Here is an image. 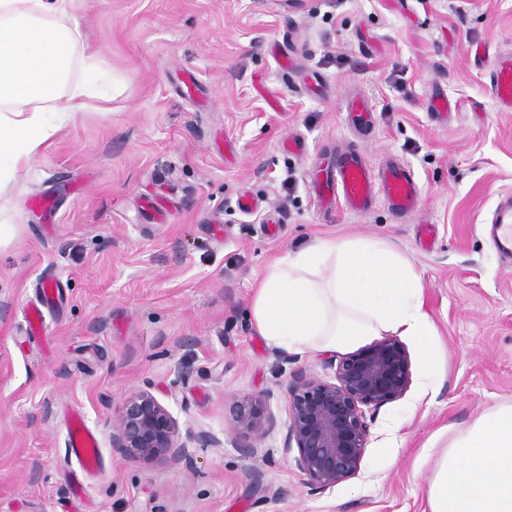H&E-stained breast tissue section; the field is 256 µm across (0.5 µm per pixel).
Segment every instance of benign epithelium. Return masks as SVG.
Wrapping results in <instances>:
<instances>
[{
	"mask_svg": "<svg viewBox=\"0 0 512 512\" xmlns=\"http://www.w3.org/2000/svg\"><path fill=\"white\" fill-rule=\"evenodd\" d=\"M411 384L410 354L393 336L341 357L332 381L296 376L288 389L284 448L296 450L295 464L311 489H330L359 474L369 435L366 411L403 398ZM232 424L246 439H263L274 425L267 397L237 401ZM112 447L131 461L154 463L180 460L186 444L179 420L147 385L123 395Z\"/></svg>",
	"mask_w": 512,
	"mask_h": 512,
	"instance_id": "7a95c632",
	"label": "benign epithelium"
}]
</instances>
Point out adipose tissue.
I'll list each match as a JSON object with an SVG mask.
<instances>
[{
	"instance_id": "obj_1",
	"label": "adipose tissue",
	"mask_w": 512,
	"mask_h": 512,
	"mask_svg": "<svg viewBox=\"0 0 512 512\" xmlns=\"http://www.w3.org/2000/svg\"><path fill=\"white\" fill-rule=\"evenodd\" d=\"M70 0H0V159L26 166L55 129L96 95L74 80V63L102 67ZM329 268L320 276V268ZM421 275L383 239L320 240L270 265L251 302L267 342L287 351L336 350L393 332L425 340ZM429 512H512V405L490 407L449 445L427 489Z\"/></svg>"
}]
</instances>
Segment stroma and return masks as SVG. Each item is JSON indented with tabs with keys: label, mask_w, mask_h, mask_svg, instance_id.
Listing matches in <instances>:
<instances>
[{
	"label": "stroma",
	"mask_w": 512,
	"mask_h": 512,
	"mask_svg": "<svg viewBox=\"0 0 512 512\" xmlns=\"http://www.w3.org/2000/svg\"><path fill=\"white\" fill-rule=\"evenodd\" d=\"M68 19L118 88L0 189V512H429L448 445L512 404V259L487 232L512 192V109L474 55L512 48V0H72ZM436 89L445 122L429 111ZM358 90L376 105L365 141L340 115ZM349 143L414 171L415 220L381 203L323 213L312 170ZM150 193L163 220L140 206ZM317 238L391 242L422 276L434 329L405 338L413 383L373 411L359 475L322 492L284 439L289 386L302 371L332 379L328 356L277 349L249 317L255 279ZM49 279L60 299L33 333L26 311ZM146 384L180 420V461L135 463L112 445L122 395ZM251 394L276 424L247 448L230 420ZM73 411L102 454L78 498Z\"/></svg>",
	"instance_id": "obj_1"
}]
</instances>
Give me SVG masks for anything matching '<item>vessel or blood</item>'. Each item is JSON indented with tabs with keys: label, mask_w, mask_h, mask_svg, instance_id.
<instances>
[{
	"label": "vessel or blood",
	"mask_w": 512,
	"mask_h": 512,
	"mask_svg": "<svg viewBox=\"0 0 512 512\" xmlns=\"http://www.w3.org/2000/svg\"><path fill=\"white\" fill-rule=\"evenodd\" d=\"M477 58L487 72L495 98L501 105L512 108V56L483 51ZM342 114L345 124L354 128L368 129L375 122L374 106L362 95L346 98ZM311 185L323 207L341 204L355 214L368 212L381 202L395 217L403 218L419 212L422 206L420 184L408 166L390 161L376 167L356 149L342 150L319 166L312 175ZM490 223L502 250H512L511 193L499 195ZM57 296L56 284H44L39 304L27 311L30 327H42V310L53 304ZM67 432V453L79 466L73 474V485L79 489L84 478L98 466L99 439L75 413L67 418Z\"/></svg>",
	"instance_id": "1"
}]
</instances>
